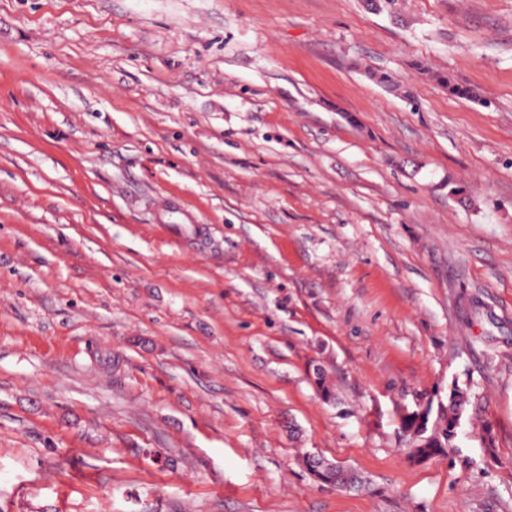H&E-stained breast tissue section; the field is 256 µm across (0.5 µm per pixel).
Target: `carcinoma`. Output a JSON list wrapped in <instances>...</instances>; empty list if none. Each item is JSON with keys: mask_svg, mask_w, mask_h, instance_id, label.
Returning a JSON list of instances; mask_svg holds the SVG:
<instances>
[{"mask_svg": "<svg viewBox=\"0 0 512 512\" xmlns=\"http://www.w3.org/2000/svg\"><path fill=\"white\" fill-rule=\"evenodd\" d=\"M433 77L457 96L475 97L472 90L454 82L444 73L435 72ZM314 384L323 401L335 400L327 375L319 367L315 368ZM468 402V389L457 384L444 395L439 389H434L415 409L401 413L398 426L400 445L408 448L410 456L418 462L435 457L453 459L457 422L463 417ZM303 464L313 479L322 485L348 491H362L369 486L368 480L355 470L333 463L319 454H305Z\"/></svg>", "mask_w": 512, "mask_h": 512, "instance_id": "obj_1", "label": "carcinoma"}]
</instances>
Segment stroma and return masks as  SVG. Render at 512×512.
<instances>
[{
	"mask_svg": "<svg viewBox=\"0 0 512 512\" xmlns=\"http://www.w3.org/2000/svg\"><path fill=\"white\" fill-rule=\"evenodd\" d=\"M0 512H512V0H0ZM425 399L415 409L401 413L399 443L409 448L418 462L435 457L451 460L456 452L457 422L469 402L468 389L454 383L444 397L435 388ZM303 464L313 479L325 486L348 491H362L369 486L368 480L353 469L330 462L315 453H306Z\"/></svg>",
	"mask_w": 512,
	"mask_h": 512,
	"instance_id": "obj_1",
	"label": "stroma"
}]
</instances>
